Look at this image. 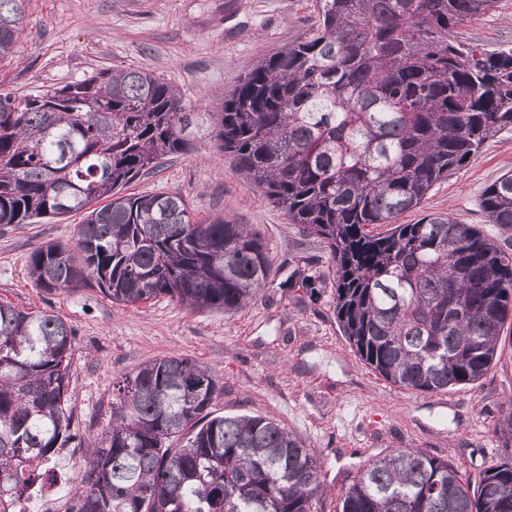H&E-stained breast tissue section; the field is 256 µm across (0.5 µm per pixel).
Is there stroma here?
Segmentation results:
<instances>
[{"label": "stroma", "mask_w": 512, "mask_h": 512, "mask_svg": "<svg viewBox=\"0 0 512 512\" xmlns=\"http://www.w3.org/2000/svg\"><path fill=\"white\" fill-rule=\"evenodd\" d=\"M317 19L316 0H27L15 53L0 62V92L23 95L101 70L145 68L201 108L260 58L309 33ZM450 37L481 50L512 48V0H498L495 10ZM509 171L512 128L487 140L399 221L447 213L507 245L511 239L487 223L478 201ZM125 191H179L197 219L227 215L254 225L269 245L272 271L258 300L231 314L193 310L168 297L125 307L91 288L47 292L29 275L32 249L74 243L82 213L0 230V302L57 313L74 328L72 430L78 436L93 438L108 426L121 376L164 356H183L219 378L217 414L272 417L316 448L326 492L314 512H340V497L359 471L391 448L422 449L472 479L512 461V340L502 341L492 368L475 384L437 393L397 387L340 334L333 280L313 302L301 290L283 288L294 271L325 274L323 244L288 223L208 141L165 160Z\"/></svg>", "instance_id": "obj_1"}]
</instances>
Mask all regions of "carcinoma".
<instances>
[{
  "label": "carcinoma",
  "mask_w": 512,
  "mask_h": 512,
  "mask_svg": "<svg viewBox=\"0 0 512 512\" xmlns=\"http://www.w3.org/2000/svg\"><path fill=\"white\" fill-rule=\"evenodd\" d=\"M497 0H318L316 29L261 59L200 112L147 69L102 70L17 97L0 93V225L85 213L72 246L28 260L46 291L95 286L133 306L168 296L236 311L268 284V243L228 216L193 219L182 193L125 195L171 155L209 138L236 174L329 252L336 322L395 386L477 382L512 319V255L472 224L417 208L494 133L512 127V48L478 51L449 32ZM26 0H0V62L24 31ZM512 232V174L480 198ZM370 224L389 229L373 234ZM327 280L284 282L312 297ZM74 329L0 303V512L74 440ZM222 386L199 362L155 359L119 382L112 421L80 442L74 512H312L323 463L261 415H216ZM341 512H512V462L477 479L420 448L369 462Z\"/></svg>",
  "instance_id": "carcinoma-1"
}]
</instances>
